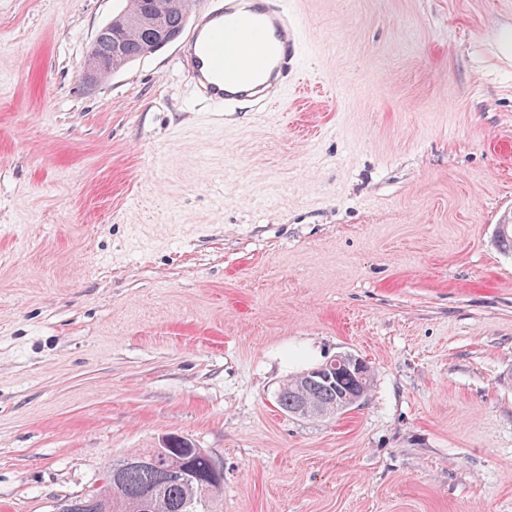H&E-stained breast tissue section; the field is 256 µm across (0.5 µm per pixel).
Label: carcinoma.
Returning a JSON list of instances; mask_svg holds the SVG:
<instances>
[{
    "mask_svg": "<svg viewBox=\"0 0 512 512\" xmlns=\"http://www.w3.org/2000/svg\"><path fill=\"white\" fill-rule=\"evenodd\" d=\"M192 0H127L112 18V60L125 64L142 58L156 26L169 33L184 32L193 9ZM372 367L363 377L346 372L324 376L301 372L282 384L278 405L300 418H323L336 413L344 399L368 394ZM129 461L117 480L106 483L102 505L81 512H209V499L221 487L208 456L187 439L173 436L159 448H144L122 457Z\"/></svg>",
    "mask_w": 512,
    "mask_h": 512,
    "instance_id": "cac0c4a2",
    "label": "carcinoma"
}]
</instances>
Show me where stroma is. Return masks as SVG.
Returning <instances> with one entry per match:
<instances>
[{"mask_svg": "<svg viewBox=\"0 0 512 512\" xmlns=\"http://www.w3.org/2000/svg\"><path fill=\"white\" fill-rule=\"evenodd\" d=\"M123 0H0V512L172 435L213 512H512V0H290L282 109L181 43L95 87ZM349 411L283 412L339 354ZM341 364L351 375H359L367 367L364 377H352L346 372H332L312 375L301 372L282 384L278 392V405L289 415L300 418H323L336 414L339 403L341 409H349L358 404V398H348L363 393L365 398L373 383V370L369 364L352 354L338 355L326 362L319 370ZM347 398V399H346Z\"/></svg>", "mask_w": 512, "mask_h": 512, "instance_id": "obj_1", "label": "stroma"}]
</instances>
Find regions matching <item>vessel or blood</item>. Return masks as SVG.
I'll return each instance as SVG.
<instances>
[{
	"mask_svg": "<svg viewBox=\"0 0 512 512\" xmlns=\"http://www.w3.org/2000/svg\"><path fill=\"white\" fill-rule=\"evenodd\" d=\"M296 37L280 0H224L202 7L182 46V58L207 101L266 103L280 87Z\"/></svg>",
	"mask_w": 512,
	"mask_h": 512,
	"instance_id": "b4317fda",
	"label": "vessel or blood"
}]
</instances>
